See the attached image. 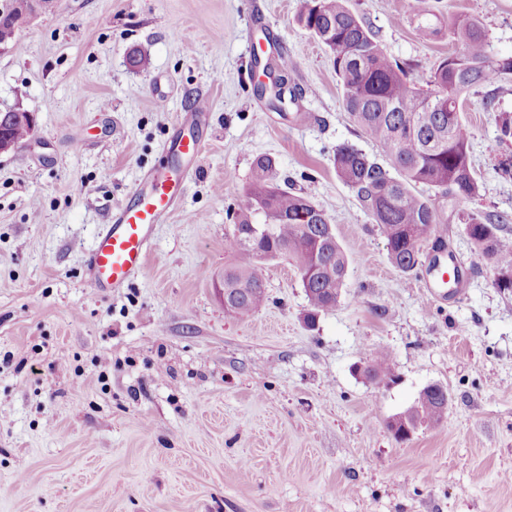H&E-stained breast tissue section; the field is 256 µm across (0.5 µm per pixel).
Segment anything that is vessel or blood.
Instances as JSON below:
<instances>
[{"mask_svg": "<svg viewBox=\"0 0 512 512\" xmlns=\"http://www.w3.org/2000/svg\"><path fill=\"white\" fill-rule=\"evenodd\" d=\"M165 154L170 165L148 172L137 182L129 201L114 210L86 253L85 281L98 296H108L142 274L155 224L170 211L179 185L199 167L200 142L174 134Z\"/></svg>", "mask_w": 512, "mask_h": 512, "instance_id": "obj_1", "label": "vessel or blood"}]
</instances>
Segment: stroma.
<instances>
[{
  "instance_id": "obj_1",
  "label": "stroma",
  "mask_w": 512,
  "mask_h": 512,
  "mask_svg": "<svg viewBox=\"0 0 512 512\" xmlns=\"http://www.w3.org/2000/svg\"><path fill=\"white\" fill-rule=\"evenodd\" d=\"M412 2L349 0L411 77L454 50L460 14L481 21L492 57L512 56V0H430L434 35ZM300 7L58 0L0 51V112L35 119L18 152L0 154V512H512V292L493 288L461 222L512 220V178L497 171L512 146L472 95L481 195L434 197L442 222L419 268L397 271L334 151L389 159L350 120ZM263 51L301 90L286 111L254 90ZM199 101L198 173L155 226L142 275L95 295L86 250ZM260 156L326 211L349 257L336 307L312 326L284 261L262 266L255 313L226 315L219 296L227 210ZM438 243L462 281L434 298ZM380 349L390 385L362 373ZM430 384L448 392L445 416L396 441L389 422Z\"/></svg>"
}]
</instances>
